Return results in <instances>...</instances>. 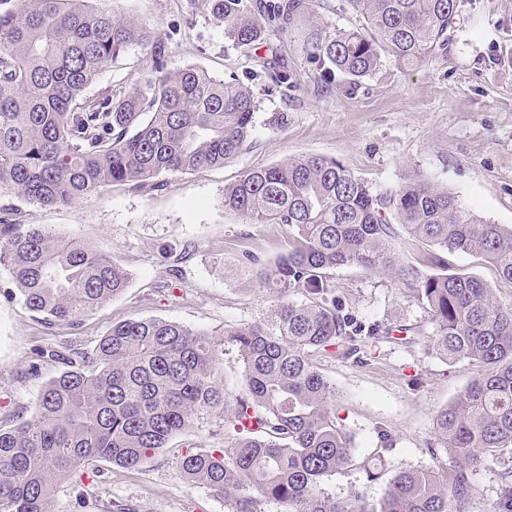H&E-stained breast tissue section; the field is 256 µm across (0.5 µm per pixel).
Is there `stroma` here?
I'll list each match as a JSON object with an SVG mask.
<instances>
[{
  "mask_svg": "<svg viewBox=\"0 0 512 512\" xmlns=\"http://www.w3.org/2000/svg\"><path fill=\"white\" fill-rule=\"evenodd\" d=\"M115 13L149 20L165 45L167 71L192 65L209 75L236 76L257 100L248 145L224 167L161 175L141 189L115 186L88 200L42 209L0 196L25 224H45L75 236L122 265L127 288L79 328L47 327L17 301L0 295V425L30 417L43 382L60 363L38 359L37 349L92 350L112 324L132 317L161 318L207 330L272 319L275 299L256 279L247 256L266 266L287 253L292 231L282 224H251L225 210L224 189L244 173L300 155L340 161L374 190L397 187L417 174L448 189L459 203L493 223L512 227V0H460L448 26L446 49L407 68L386 56L370 75L352 82L324 80L300 50L297 35L269 33L252 50L236 49L197 0H110ZM283 66L287 84L273 86L268 70ZM152 75L150 52L129 48L107 64L86 91L131 90ZM448 268L489 283L512 303V283L481 258L445 253ZM333 283L366 321L422 326L426 315L391 278L350 266ZM364 363L320 354L313 360L338 392L340 416L352 438L355 465L327 477L332 496L379 500L382 478L367 481L360 459L376 450L378 429L394 439L387 473L430 467L427 444L434 416L474 375L464 362L448 364L427 347L372 342ZM37 375H30V366ZM220 448L222 434L206 416L175 435L135 469L95 462L58 483L51 512H229L223 498L181 474L188 446Z\"/></svg>",
  "mask_w": 512,
  "mask_h": 512,
  "instance_id": "35a3bbf8",
  "label": "stroma"
}]
</instances>
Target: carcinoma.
<instances>
[{
    "instance_id": "carcinoma-1",
    "label": "carcinoma",
    "mask_w": 512,
    "mask_h": 512,
    "mask_svg": "<svg viewBox=\"0 0 512 512\" xmlns=\"http://www.w3.org/2000/svg\"><path fill=\"white\" fill-rule=\"evenodd\" d=\"M104 0H0V196L41 208L69 206L116 184L140 187L162 172L224 166L248 142L257 101L234 76L196 66L165 70V46L150 22L117 15ZM235 48L289 33L313 15L311 0H202ZM365 24L313 26L303 43L323 75L354 80L385 55L415 65L448 44L458 0H346ZM133 45L151 47L154 76L129 91L88 99L102 68ZM224 208L256 224H285L288 249L256 276L276 297L269 323L215 336L160 318L112 325L94 350H42L65 366L46 381L35 413L0 427V512H50L54 486L90 461L132 469L201 416L219 419L224 450L193 447L187 480L227 500L231 512H472L474 475L512 446V305L470 273L428 274L402 261L391 241L400 224L443 252L492 263L512 283V229L483 220L447 189L416 175L376 192L339 162L304 155L250 171L224 188ZM0 266L12 291L47 326L78 327L120 294L128 273L76 237L23 224L0 208ZM358 266L403 285L430 330L365 322L330 271ZM300 293L303 300L290 296ZM411 348L424 341L475 376L434 417L431 456L447 463L396 472L383 497L330 496L324 479L353 462L336 388L313 362L320 353L357 359L370 341ZM242 360L241 388L224 387V347ZM385 474L379 452L360 465ZM492 512H512V465L499 475Z\"/></svg>"
}]
</instances>
